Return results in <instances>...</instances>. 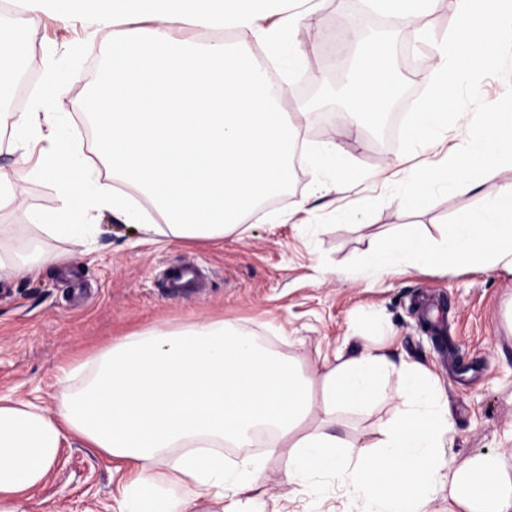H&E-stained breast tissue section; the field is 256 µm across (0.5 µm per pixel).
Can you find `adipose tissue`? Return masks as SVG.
I'll use <instances>...</instances> for the list:
<instances>
[{
  "instance_id": "adipose-tissue-1",
  "label": "adipose tissue",
  "mask_w": 512,
  "mask_h": 512,
  "mask_svg": "<svg viewBox=\"0 0 512 512\" xmlns=\"http://www.w3.org/2000/svg\"><path fill=\"white\" fill-rule=\"evenodd\" d=\"M311 2L53 0L59 21L90 16L112 45L89 115L106 177L91 178L72 138L48 114L1 113L0 144L18 151L47 142L37 173L64 190L61 207L39 215V228L81 246L108 211L170 244L217 243L287 186L293 164L309 159L326 170L316 192H353L356 177L336 139L304 151L311 112L289 111L284 88L252 51L299 31L311 18ZM34 24L0 22V93L17 82L9 55L28 43ZM182 29L193 39L176 38ZM392 54L390 39L357 41L345 87L355 130L377 126L393 96ZM130 192L160 223L144 222L126 198ZM66 258L34 243L0 254V279ZM368 259L385 270L404 263L512 266V185L480 213L459 216L442 240L402 224ZM391 377L407 407L380 423L374 441L356 445L323 427L302 431L314 412L333 419L370 408ZM58 382L68 392L53 413L34 400L0 398V512H25L73 437L127 465L117 512H197L206 496L219 500L222 512H257L265 464L283 451L287 480L298 491L330 474L362 512H419L442 481L449 512H512V469L500 456L476 457L463 472L453 468L446 456L448 405L417 363L397 365L367 350L323 361L309 380L234 323L203 321L147 328L61 369ZM260 428L270 436L264 456L225 464L224 446L248 450Z\"/></svg>"
}]
</instances>
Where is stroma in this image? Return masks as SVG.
Listing matches in <instances>:
<instances>
[{"label":"stroma","mask_w":512,"mask_h":512,"mask_svg":"<svg viewBox=\"0 0 512 512\" xmlns=\"http://www.w3.org/2000/svg\"><path fill=\"white\" fill-rule=\"evenodd\" d=\"M21 16L36 25L25 48L30 75L20 91L19 111L49 112L62 125L84 126L82 94L108 53L97 23L81 15L59 22L45 0H29L23 11L15 0H0V18ZM371 21L388 27L395 40L403 83L393 109L400 116L427 85L432 46L420 41V33L428 29L442 38L450 17L441 10L408 27L388 26L376 15ZM256 55L286 86L290 105L300 104V90L315 83L325 102L340 95L337 64L324 54L308 55L295 68L287 54L260 48ZM49 71L58 78L57 89L42 102L37 89ZM349 122L345 112L313 119L305 140L312 147L338 136L344 160L361 176L359 192L350 199L314 197L321 173L299 166L282 200L272 206L283 214V223H268L260 209L246 221L245 233L225 235L223 245L162 247L107 212L93 252L76 247L62 267L0 280V395L36 397L52 412L61 400L56 385L61 367L91 359L157 324L177 328L232 320L308 374L333 354L349 357L365 350L426 364L448 397L453 467L467 468L484 454L500 455L511 466L512 269L404 265L391 272L370 267L365 255L397 224H417L426 235L441 238L458 214L479 213L488 198L512 184V165L498 168L474 191L409 212L386 193L397 183V171L417 164V157L403 155L395 134L379 128L362 138L344 137ZM378 197L381 207L357 224L310 228L317 217L345 203ZM60 205L59 186L31 173L17 202L0 211V224L19 225L16 245L38 238L58 248L61 240L38 235L32 223L36 214ZM182 265L201 269L205 287L172 294L164 273ZM396 390V380H389L385 397L370 410L342 414L339 431L352 442L374 438L379 423L405 407ZM286 462L282 456L268 464L262 512H360V503L343 495L332 479H319L316 493L293 492ZM121 478L114 463L70 440L27 512H109Z\"/></svg>","instance_id":"1"}]
</instances>
